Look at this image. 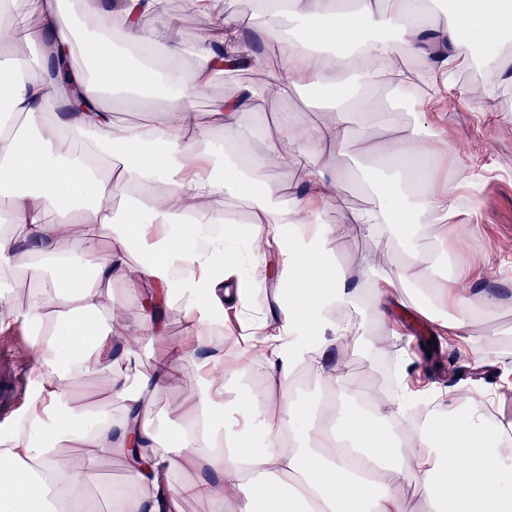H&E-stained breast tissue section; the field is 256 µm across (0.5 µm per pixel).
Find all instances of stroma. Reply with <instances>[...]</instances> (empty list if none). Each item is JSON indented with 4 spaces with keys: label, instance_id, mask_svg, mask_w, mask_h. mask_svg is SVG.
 <instances>
[{
    "label": "stroma",
    "instance_id": "stroma-1",
    "mask_svg": "<svg viewBox=\"0 0 512 512\" xmlns=\"http://www.w3.org/2000/svg\"><path fill=\"white\" fill-rule=\"evenodd\" d=\"M311 100L309 90L292 89L281 99L261 100L253 110L241 113L239 122L242 128L257 134L252 143L253 150H263V135L273 130L280 113L293 114L298 125L303 127L324 120V113L310 111L308 104ZM486 106L498 110L499 120L483 123L479 112L473 108L451 114L443 112L435 122V132L457 149L454 157L439 159L440 176H448L460 163L484 170L472 216L467 223L456 226L454 236L462 242L476 271L490 272L491 277L484 281L483 287L495 303L496 317L492 327L507 334L495 360L477 358L473 361L474 367L481 372L479 385L493 386L499 384L505 370H512V99L495 96L487 101ZM369 204V196L358 192L355 183L350 182L324 212L323 223L334 229L331 246L337 251L338 262L346 263L356 254L380 249L393 253L392 243H378L355 236L345 222L349 208ZM434 331L433 324L428 321L409 318L405 321L404 339L416 357L417 373L441 386L445 383L448 360L444 346L432 339ZM183 334V320L174 313L168 317L166 333L160 343L150 345L131 340L129 353L121 357L126 374L134 378L150 372L155 358L163 350L179 344ZM11 335L9 348L17 366L20 385L12 399L0 403V436L8 432L10 418L25 404L24 383L30 367L28 338L22 327H14Z\"/></svg>",
    "mask_w": 512,
    "mask_h": 512
}]
</instances>
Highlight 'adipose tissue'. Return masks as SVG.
Here are the masks:
<instances>
[{"instance_id":"1","label":"adipose tissue","mask_w":512,"mask_h":512,"mask_svg":"<svg viewBox=\"0 0 512 512\" xmlns=\"http://www.w3.org/2000/svg\"><path fill=\"white\" fill-rule=\"evenodd\" d=\"M20 1L37 24L18 29L22 54L0 49L12 113L0 121V192L9 198L0 288L19 273L31 289L23 305L0 303V327L24 325L33 365L27 406L0 438V512H96L84 490L104 453L120 454L135 479L133 492L110 491L113 512H180L187 499L217 512H414L400 486L406 479L424 512H512V425L489 413L503 400L498 387L461 384L425 400L405 384L369 403L368 378L328 360L332 348L380 352V343L363 340L364 322L401 334V284L415 288L418 315L437 330L484 359L497 356L500 336L474 333L492 304L484 291L460 290L470 271L450 238V219L473 209L479 173L457 166L435 179V157L453 147L432 135L423 97H411L418 120L377 146L375 165L355 166L349 117L359 115L369 132L389 110L379 88L416 77L451 94L477 62L493 84L468 85L472 99L512 90V0H259V26L224 17L219 0H195L224 37L192 45L177 37L160 0H84L72 23L63 19L65 0H0V20ZM273 41L281 63L268 70L269 84L329 90V116L301 127L281 113L256 154L239 115L254 108L260 89L239 86L203 122L193 104L218 76L267 69L262 47ZM78 47L90 67L55 76L57 60ZM404 57L416 69L401 67ZM147 89L168 102L153 124H116L107 95L133 106ZM214 131L223 142H204ZM286 164L300 178L283 202L268 175ZM352 175L372 197L346 217L354 234L398 247L390 267L355 257L367 272L362 284L335 261L320 222ZM224 194L248 205L245 222L199 213L201 201ZM115 195L130 201L120 224L103 204ZM51 207L61 213L53 223ZM73 224L83 227L74 247ZM272 275L281 283L273 303L251 308ZM117 282L139 306L116 331L97 300ZM228 300L254 328L279 321L260 363L215 352ZM170 312L185 322L183 341L150 374L133 380L116 371L126 336L158 342ZM94 374L107 379L108 393L92 413L77 392ZM182 379L198 385V398L168 443H157L154 406ZM63 453L74 463L61 462Z\"/></svg>"}]
</instances>
